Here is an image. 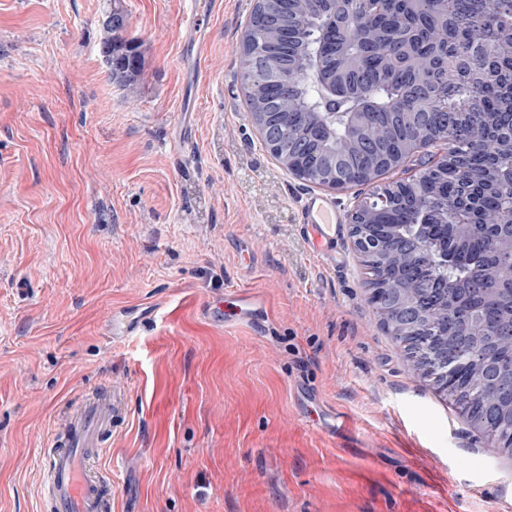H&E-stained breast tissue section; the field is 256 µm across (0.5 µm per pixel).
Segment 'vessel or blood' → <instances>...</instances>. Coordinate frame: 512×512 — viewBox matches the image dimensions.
<instances>
[{"label": "vessel or blood", "instance_id": "vessel-or-blood-1", "mask_svg": "<svg viewBox=\"0 0 512 512\" xmlns=\"http://www.w3.org/2000/svg\"><path fill=\"white\" fill-rule=\"evenodd\" d=\"M302 222L313 251L331 256L340 222L334 206L323 198H310L303 205ZM111 419L108 399L84 404L68 425L65 447L48 449L46 487L53 512H107L108 500L91 479L86 461Z\"/></svg>", "mask_w": 512, "mask_h": 512}]
</instances>
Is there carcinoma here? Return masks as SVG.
<instances>
[{
	"label": "carcinoma",
	"instance_id": "1",
	"mask_svg": "<svg viewBox=\"0 0 512 512\" xmlns=\"http://www.w3.org/2000/svg\"><path fill=\"white\" fill-rule=\"evenodd\" d=\"M365 18L372 25H385L397 36L391 48L380 49L371 44L361 27ZM511 20L512 15L500 0H362L349 23L333 13L316 18L286 12L273 29L253 15L245 36L250 48L271 43H289L291 47L276 62L265 66L267 85L259 90L254 85L258 66L254 54L242 58L249 114L270 109L297 111L320 101L322 86L308 75L307 63L310 50L322 43L328 52L324 71L338 79L339 104L326 114L325 124L308 129L298 121L276 133L280 153L275 159L279 163H285L288 154L295 152L304 161H313L312 167L329 180L342 167L343 156L349 153L360 167L374 169L373 178L377 179L390 166L378 164L376 147L381 146L386 154L402 159L417 143L426 148L441 145L455 158L436 170L425 168L415 178L403 182L407 193L427 206L450 204L460 191L462 166L477 183L471 219L480 221L483 227L457 253L456 264L447 268L435 266L430 253L410 240L409 214L397 210L386 218L391 227L380 231L382 237L388 233L395 236L394 249L388 251L381 266L372 259L364 260L372 276H378L384 269L400 271L411 266L424 274L431 268L439 275L465 278L464 286L476 294L489 271L502 283H512V269L494 264L495 248L487 228L500 214L505 198L512 195V187L483 189L505 155L493 140H483L475 147L470 141L457 139L453 115L475 98L479 107L475 122H480L483 113L496 115L501 137L512 130V111L502 108V92L495 84L473 89L456 70H427L428 60L443 55L445 37H451V50L472 55L489 35H498ZM98 46L110 78L134 91L143 65L139 43L126 37L122 25L104 22ZM355 112H368L370 116L367 133L349 147L348 131ZM492 331L500 335L497 355L482 368H468L459 383L448 387L447 396L456 405L468 397L477 401L482 415L470 418V422L495 438L506 440L512 436V398L507 391L512 378V342L508 339L512 331L494 312L476 315L464 326L467 339L473 341ZM491 375L500 379L496 388L484 383Z\"/></svg>",
	"mask_w": 512,
	"mask_h": 512
}]
</instances>
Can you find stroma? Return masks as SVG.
<instances>
[{
	"instance_id": "35a3bbf8",
	"label": "stroma",
	"mask_w": 512,
	"mask_h": 512,
	"mask_svg": "<svg viewBox=\"0 0 512 512\" xmlns=\"http://www.w3.org/2000/svg\"><path fill=\"white\" fill-rule=\"evenodd\" d=\"M121 4L133 94L103 0H0V512H50L44 451L97 395L111 512H512V456L411 370L349 224L333 260L303 235L308 195L345 217L365 189L265 148L240 69L256 0L193 27L189 0ZM106 8L102 15L101 37L98 42L99 53L106 64L110 78L123 87L134 92L135 85L142 70L143 60L139 43L127 39V28L121 24L112 26L106 23L108 17L119 18L126 16L120 0L104 1Z\"/></svg>"
}]
</instances>
